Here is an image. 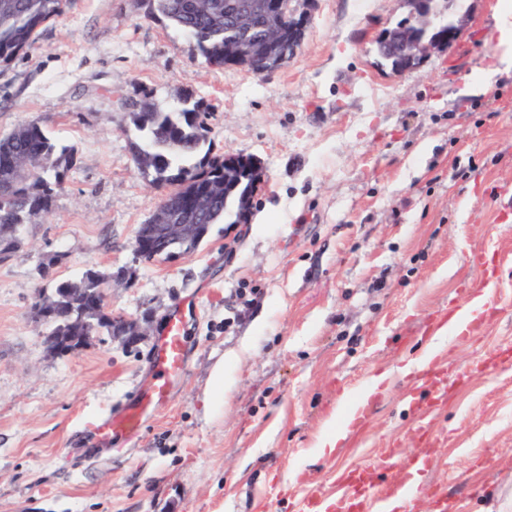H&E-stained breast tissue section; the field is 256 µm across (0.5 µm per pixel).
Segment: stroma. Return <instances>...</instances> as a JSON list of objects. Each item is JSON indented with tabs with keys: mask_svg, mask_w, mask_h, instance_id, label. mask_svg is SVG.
<instances>
[{
	"mask_svg": "<svg viewBox=\"0 0 512 512\" xmlns=\"http://www.w3.org/2000/svg\"><path fill=\"white\" fill-rule=\"evenodd\" d=\"M497 3L461 0V39L404 74L376 41L405 0H294L304 39L262 75L208 66L148 0H66L0 66V138L34 123L73 153L50 212L0 262V512H296L304 484L334 494L386 448L413 512H433L438 491L447 512L512 504V363L496 362L512 350V71L461 93L495 61ZM187 94L209 113L211 154L257 158L264 183L248 223L146 261L134 239L163 191L134 161L127 103ZM90 269L115 273L107 310L150 335L123 345L101 329L51 354L38 297ZM490 270L479 328L431 347ZM184 308V374L134 432L103 435L142 403ZM426 353L448 379L435 407L412 369ZM367 389L346 439L314 455Z\"/></svg>",
	"mask_w": 512,
	"mask_h": 512,
	"instance_id": "35a3bbf8",
	"label": "stroma"
}]
</instances>
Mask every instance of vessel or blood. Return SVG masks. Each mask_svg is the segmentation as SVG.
<instances>
[{
  "mask_svg": "<svg viewBox=\"0 0 512 512\" xmlns=\"http://www.w3.org/2000/svg\"><path fill=\"white\" fill-rule=\"evenodd\" d=\"M184 328L182 316H173L168 322L157 352L158 376L149 389L147 401L164 399L171 383L182 374L185 368ZM144 413L141 406L128 410L107 422L102 432L109 435L115 431L134 430ZM337 482L342 493L336 498L327 497L318 487H309L299 498V512H386L389 502L406 503L410 500L406 483L395 482L388 487L374 484L362 467L351 470L348 475L338 476Z\"/></svg>",
  "mask_w": 512,
  "mask_h": 512,
  "instance_id": "1",
  "label": "vessel or blood"
}]
</instances>
